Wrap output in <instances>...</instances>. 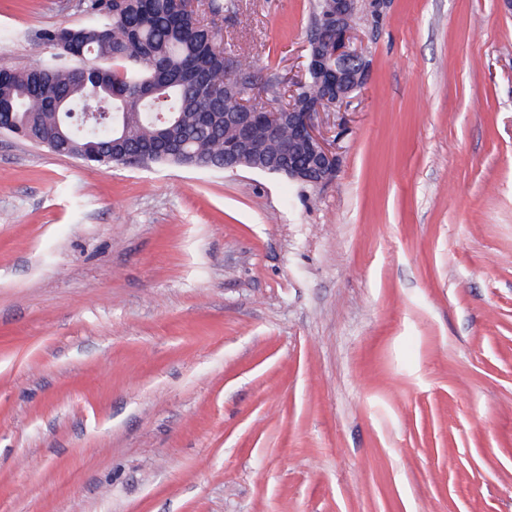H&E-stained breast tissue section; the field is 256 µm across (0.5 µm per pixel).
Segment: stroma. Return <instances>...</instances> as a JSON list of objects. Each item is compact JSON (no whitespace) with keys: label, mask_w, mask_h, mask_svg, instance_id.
<instances>
[{"label":"stroma","mask_w":512,"mask_h":512,"mask_svg":"<svg viewBox=\"0 0 512 512\" xmlns=\"http://www.w3.org/2000/svg\"><path fill=\"white\" fill-rule=\"evenodd\" d=\"M224 51L301 80L314 0ZM81 0H0V69ZM321 187L0 134V512H512V11L390 0Z\"/></svg>","instance_id":"35a3bbf8"}]
</instances>
